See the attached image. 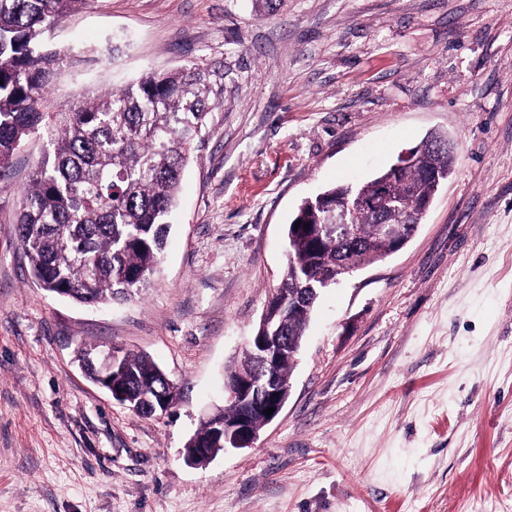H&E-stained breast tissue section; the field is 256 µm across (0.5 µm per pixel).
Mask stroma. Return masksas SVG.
Returning <instances> with one entry per match:
<instances>
[{
  "label": "stroma",
  "instance_id": "stroma-1",
  "mask_svg": "<svg viewBox=\"0 0 512 512\" xmlns=\"http://www.w3.org/2000/svg\"><path fill=\"white\" fill-rule=\"evenodd\" d=\"M48 40L57 110L192 63L223 92L130 301L32 279L15 224L46 135L0 184V512H512V0H85ZM433 132L455 162L415 235L322 293L251 447L187 462L298 204ZM86 344L149 356L181 402L130 411Z\"/></svg>",
  "mask_w": 512,
  "mask_h": 512
}]
</instances>
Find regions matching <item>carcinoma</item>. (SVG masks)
Segmentation results:
<instances>
[{
    "label": "carcinoma",
    "mask_w": 512,
    "mask_h": 512,
    "mask_svg": "<svg viewBox=\"0 0 512 512\" xmlns=\"http://www.w3.org/2000/svg\"><path fill=\"white\" fill-rule=\"evenodd\" d=\"M84 2L0 0V178L31 135H48V149L21 192L18 241L42 288L81 303L105 304L134 298L150 285L183 170L219 105L223 73L194 64L149 72L66 111L50 110L48 87L69 53L48 45L45 35ZM452 163L450 150L431 152L419 167L386 169L365 183L335 185L302 201L291 223H301L309 236L281 273L282 300L310 284L321 295L322 283L336 278L348 254L365 266L391 254L377 224L394 221V211L381 217L360 213L357 233L342 241L323 228L328 204L356 190L371 193L385 181L401 215L419 224L425 212L417 200L438 192L425 169L447 176ZM317 302L292 312L269 311L268 317L281 319L288 337V360L277 370L284 386ZM121 363L122 382L133 389L158 371L144 355L126 352Z\"/></svg>",
    "instance_id": "1"
}]
</instances>
